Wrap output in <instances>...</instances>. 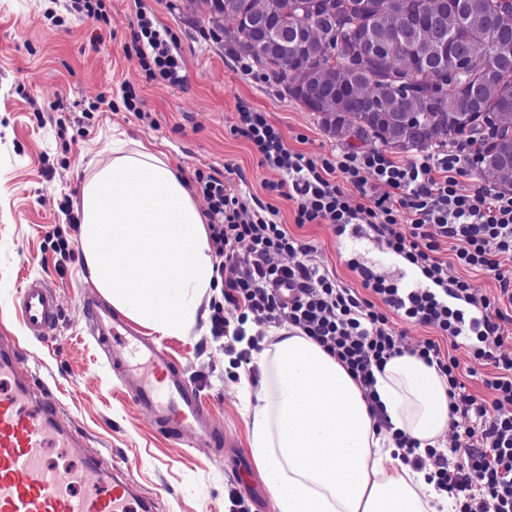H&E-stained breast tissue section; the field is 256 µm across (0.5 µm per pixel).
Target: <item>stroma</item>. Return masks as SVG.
I'll list each match as a JSON object with an SVG mask.
<instances>
[{"instance_id": "1", "label": "stroma", "mask_w": 512, "mask_h": 512, "mask_svg": "<svg viewBox=\"0 0 512 512\" xmlns=\"http://www.w3.org/2000/svg\"><path fill=\"white\" fill-rule=\"evenodd\" d=\"M68 3L0 0V339L19 345L32 390L52 391L76 435L101 450L102 468L129 471L158 512H227L232 487L251 512H276L248 445L238 371L212 339L209 320L164 342L187 378L203 385L231 447L217 453L176 440L134 405L82 313L84 296L97 288L84 266L73 205L86 180L111 163L113 134H122L130 150L152 141L187 178L200 170L223 178L249 206H274L277 222L311 246L316 263L368 299L372 293L350 262L399 279L383 244L365 240L352 250L332 225L296 223L295 203L266 188L279 173L261 166L232 128L243 103L266 113L289 149L308 157L331 159L363 145L347 131L327 132L270 73L243 72L228 40L231 25L213 24L210 0H102L99 20L69 11ZM142 11L178 35L184 85L146 79L132 47ZM127 85L141 97L142 113L126 108ZM65 244L73 250L67 261L59 254ZM29 278L41 279L59 300L56 325L43 339L28 335L15 307ZM394 327L413 343L438 341L460 361L467 390L490 398L483 377L492 366L474 362L433 327L399 319Z\"/></svg>"}]
</instances>
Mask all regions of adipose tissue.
I'll return each instance as SVG.
<instances>
[{"label": "adipose tissue", "instance_id": "1", "mask_svg": "<svg viewBox=\"0 0 512 512\" xmlns=\"http://www.w3.org/2000/svg\"><path fill=\"white\" fill-rule=\"evenodd\" d=\"M74 215L88 275L115 310L163 336L195 326L214 286L212 247L188 181L155 143L129 151L113 140L111 164L84 185ZM254 359L261 389L243 383L241 398L278 512H453L393 437L443 447L448 384L435 367L391 357L374 372L371 404L335 357L294 331L280 330Z\"/></svg>", "mask_w": 512, "mask_h": 512}]
</instances>
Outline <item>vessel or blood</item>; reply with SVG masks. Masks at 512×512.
I'll return each instance as SVG.
<instances>
[{
  "label": "vessel or blood",
  "instance_id": "obj_1",
  "mask_svg": "<svg viewBox=\"0 0 512 512\" xmlns=\"http://www.w3.org/2000/svg\"><path fill=\"white\" fill-rule=\"evenodd\" d=\"M27 330L48 336L59 301L41 280H27L17 293ZM83 313L98 346L122 379L131 386L134 404L172 437L191 438L207 448L227 446L222 428L206 406L198 385L174 364L165 346L132 328L124 317L94 296ZM21 352L0 343V512H153L154 503L139 491L122 468L100 471L94 464L71 468L47 466V448L76 450L82 443L60 414L55 398L35 395L23 378Z\"/></svg>",
  "mask_w": 512,
  "mask_h": 512
}]
</instances>
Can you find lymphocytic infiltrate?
I'll list each match as a JSON object with an SVG mask.
<instances>
[{
  "label": "lymphocytic infiltrate",
  "instance_id": "lymphocytic-infiltrate-1",
  "mask_svg": "<svg viewBox=\"0 0 512 512\" xmlns=\"http://www.w3.org/2000/svg\"><path fill=\"white\" fill-rule=\"evenodd\" d=\"M139 29L133 46L147 79L183 83L177 37L146 19ZM233 131L249 142L261 165L280 174L268 188L296 203V223L368 225L429 285L404 288L367 275L364 288L380 300L363 299L339 285L332 271L310 262V246L277 224L274 207H249L222 178L200 172L196 181L207 204L209 237L220 258L216 271L226 305L238 311L232 320L223 307L215 308L212 335L224 339L225 352L250 373L258 339L248 336L246 323L290 326L335 356L368 391L374 369L387 359L408 351L418 355L448 382L454 417L448 447L423 450L403 435L396 436L397 446L410 454L414 469L431 471L437 490L459 512H512V341L497 322L504 303L512 304V193L461 187L475 149L470 140L402 164L381 150L344 151L331 160L307 157L289 149L265 113L245 105L237 110ZM444 240L453 261L439 255ZM452 263L464 276H449ZM474 272L494 277L499 297L474 288ZM394 315L439 329L491 364L495 372L484 380L490 399L467 391L459 361L444 356L434 340L406 347L403 333L390 323Z\"/></svg>",
  "mask_w": 512,
  "mask_h": 512
}]
</instances>
